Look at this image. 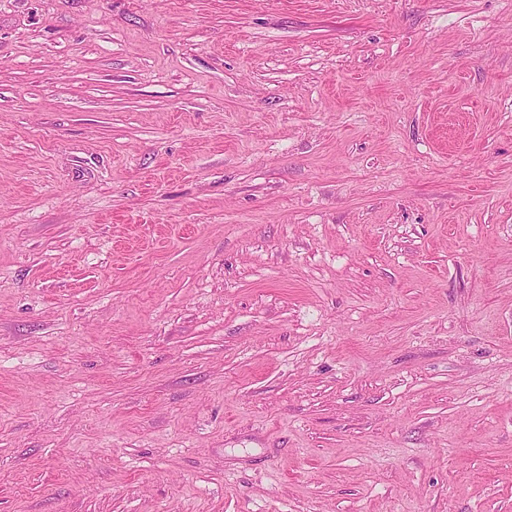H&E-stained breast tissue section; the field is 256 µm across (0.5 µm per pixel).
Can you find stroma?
<instances>
[{"label":"stroma","mask_w":512,"mask_h":512,"mask_svg":"<svg viewBox=\"0 0 512 512\" xmlns=\"http://www.w3.org/2000/svg\"><path fill=\"white\" fill-rule=\"evenodd\" d=\"M0 512H512V0H0Z\"/></svg>","instance_id":"1"}]
</instances>
